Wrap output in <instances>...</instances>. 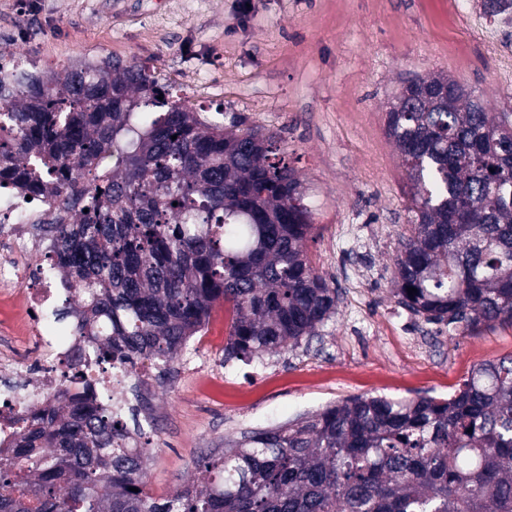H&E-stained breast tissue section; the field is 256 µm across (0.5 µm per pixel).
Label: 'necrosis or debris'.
<instances>
[{
	"instance_id": "necrosis-or-debris-1",
	"label": "necrosis or debris",
	"mask_w": 512,
	"mask_h": 512,
	"mask_svg": "<svg viewBox=\"0 0 512 512\" xmlns=\"http://www.w3.org/2000/svg\"><path fill=\"white\" fill-rule=\"evenodd\" d=\"M70 213L57 210L50 192L29 196L19 185L0 188V335L25 338L34 358L17 362L0 349V449L17 447L18 417L55 396L80 393L63 370L65 358L83 354L74 327L58 324V304H71L75 285L51 258L50 225L66 224Z\"/></svg>"
}]
</instances>
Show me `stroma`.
<instances>
[{
  "label": "stroma",
  "mask_w": 512,
  "mask_h": 512,
  "mask_svg": "<svg viewBox=\"0 0 512 512\" xmlns=\"http://www.w3.org/2000/svg\"><path fill=\"white\" fill-rule=\"evenodd\" d=\"M0 0V45L39 71L138 62L203 114L281 136L312 212L306 253L339 292L335 316L295 350L225 360L216 306L164 380L140 394L153 420L148 490L196 483L205 455L244 433L352 395L447 397L481 362L512 355V326L456 337L411 316L393 278L411 188L385 132L409 73H443L512 113V39L490 42L481 0Z\"/></svg>",
  "instance_id": "stroma-1"
}]
</instances>
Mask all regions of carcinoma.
Segmentation results:
<instances>
[{
	"instance_id": "carcinoma-1",
	"label": "carcinoma",
	"mask_w": 512,
	"mask_h": 512,
	"mask_svg": "<svg viewBox=\"0 0 512 512\" xmlns=\"http://www.w3.org/2000/svg\"><path fill=\"white\" fill-rule=\"evenodd\" d=\"M444 84L448 98L425 94ZM386 133L412 187L398 303L450 331L512 325V113L409 75ZM50 179L78 215L51 226L55 260L83 298L79 329L109 326L91 350L102 365L167 374L218 303L232 311L226 360L294 349L336 313L277 135L201 116L141 64L0 71V186L37 194ZM94 398L87 383L23 419L0 455V512H512V355L446 399L351 396L256 431L161 501L146 491L150 449L126 448L139 409Z\"/></svg>"
}]
</instances>
